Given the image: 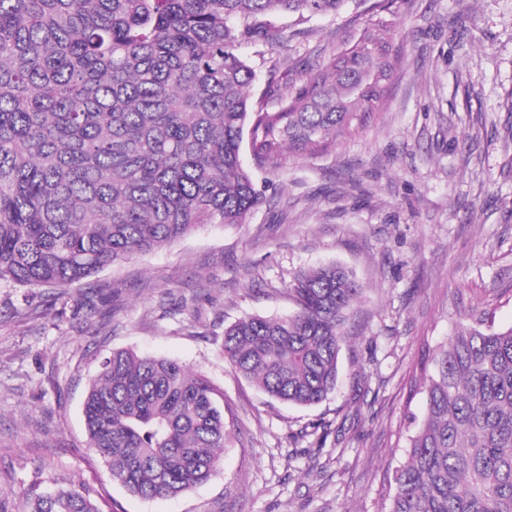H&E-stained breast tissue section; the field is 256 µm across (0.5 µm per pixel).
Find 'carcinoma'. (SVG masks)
Returning a JSON list of instances; mask_svg holds the SVG:
<instances>
[{
    "instance_id": "cac0c4a2",
    "label": "carcinoma",
    "mask_w": 512,
    "mask_h": 512,
    "mask_svg": "<svg viewBox=\"0 0 512 512\" xmlns=\"http://www.w3.org/2000/svg\"><path fill=\"white\" fill-rule=\"evenodd\" d=\"M348 0H0V281L62 291L202 224H238L260 202L244 132L272 164L347 132L381 104L384 21L367 24L278 112L251 110L246 39L270 18L337 15ZM236 18L242 27L232 28ZM296 311L224 329L223 355L270 397L300 406L335 390L365 289L332 264L288 288ZM414 382L421 420L386 471L380 512H512V328L459 327ZM217 389L169 359L116 350L84 402L89 447L129 494L209 480L232 439ZM17 512H102L75 489L31 492Z\"/></svg>"
}]
</instances>
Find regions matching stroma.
<instances>
[{
	"mask_svg": "<svg viewBox=\"0 0 512 512\" xmlns=\"http://www.w3.org/2000/svg\"><path fill=\"white\" fill-rule=\"evenodd\" d=\"M385 20L400 64L379 110L326 147L241 161L263 199L66 293L0 282V507L58 485L102 512H378L398 432L422 415L410 378L462 324L512 328V0H349L339 17L276 18L289 36L240 47L256 105ZM339 263L366 288L335 392L271 399L224 360L239 318L292 313L310 267ZM117 349L179 360L222 394L236 430L217 473L175 497L113 483L88 446L83 403Z\"/></svg>",
	"mask_w": 512,
	"mask_h": 512,
	"instance_id": "obj_1",
	"label": "stroma"
}]
</instances>
